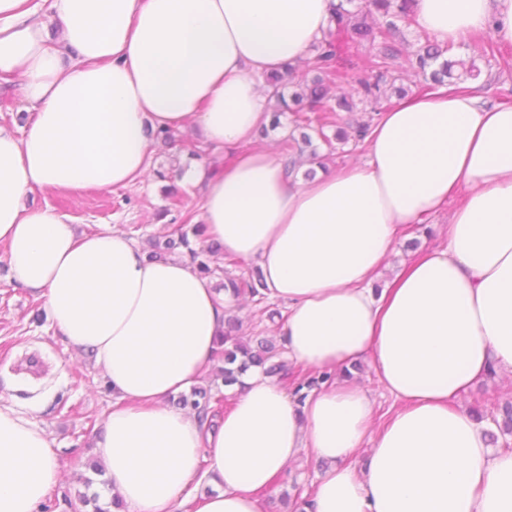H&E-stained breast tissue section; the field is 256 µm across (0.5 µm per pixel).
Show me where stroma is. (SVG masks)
<instances>
[{
  "label": "stroma",
  "mask_w": 512,
  "mask_h": 512,
  "mask_svg": "<svg viewBox=\"0 0 512 512\" xmlns=\"http://www.w3.org/2000/svg\"><path fill=\"white\" fill-rule=\"evenodd\" d=\"M500 64L482 67L471 84L491 106L508 104L512 93V44L502 45ZM201 138L196 128L175 131L172 145L153 148L149 163L153 178L126 188L74 194L37 191L30 202L69 214L79 231L117 229L140 242L142 233H163L200 202L203 187L189 178H176L178 159ZM174 188L181 197L172 207L165 194ZM0 397L43 428L55 450L62 480L42 506L45 512H82L84 494H98L104 512L111 494L103 475L88 468L97 454L95 443L113 401L108 380L85 351L75 350L53 324L43 301L28 290L10 285L0 263ZM319 463L306 457L260 493L265 512H285L282 498L295 486L312 489Z\"/></svg>",
  "instance_id": "1"
}]
</instances>
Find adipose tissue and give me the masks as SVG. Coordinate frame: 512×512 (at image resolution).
<instances>
[{"label": "adipose tissue", "mask_w": 512, "mask_h": 512, "mask_svg": "<svg viewBox=\"0 0 512 512\" xmlns=\"http://www.w3.org/2000/svg\"><path fill=\"white\" fill-rule=\"evenodd\" d=\"M0 0V79L30 121L0 125V262L43 298L74 347L93 353L115 400L96 443L131 512H262L257 493L289 463L321 471L298 512H512V451L458 399L489 371L512 373V107L438 87L403 99L367 139V159L310 182L250 149L268 123L264 74L322 38L331 0ZM420 26L460 44L512 43V0H415ZM199 128L232 161L209 173L197 223L260 268L286 308L291 363L333 370L369 356L398 401L371 431L367 390L296 399L258 369L214 421L169 405L213 366L234 302L188 259L147 261L119 231L77 235L35 191L81 194L142 182L154 133ZM446 242L382 290L400 225L445 205ZM205 476L214 491L195 500ZM62 477L33 420L0 403V512H35Z\"/></svg>", "instance_id": "adipose-tissue-1"}]
</instances>
